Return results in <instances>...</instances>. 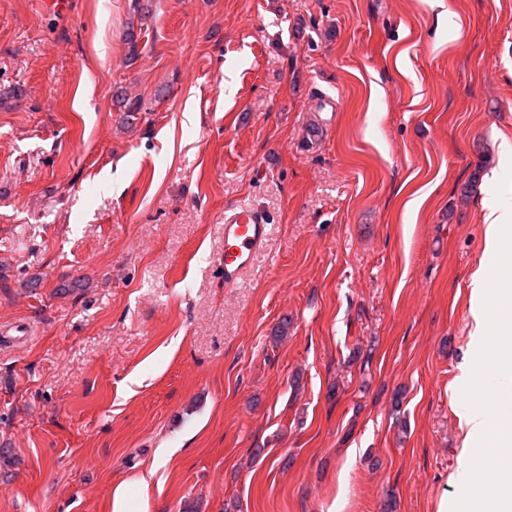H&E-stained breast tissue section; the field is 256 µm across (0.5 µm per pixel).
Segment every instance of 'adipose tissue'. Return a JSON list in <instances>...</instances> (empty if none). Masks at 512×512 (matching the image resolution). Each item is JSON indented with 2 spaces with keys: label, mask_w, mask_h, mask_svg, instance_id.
Wrapping results in <instances>:
<instances>
[{
  "label": "adipose tissue",
  "mask_w": 512,
  "mask_h": 512,
  "mask_svg": "<svg viewBox=\"0 0 512 512\" xmlns=\"http://www.w3.org/2000/svg\"><path fill=\"white\" fill-rule=\"evenodd\" d=\"M481 206L484 251L503 258L496 272L480 268L471 276L470 335L487 342L506 333L503 324L494 321L489 313L484 302L487 292L496 293L500 308L512 309V209H504L490 195L482 198ZM489 400L496 407V419H489L483 408L472 407L464 415V425L468 439L484 438L487 458L498 461L512 455V355L502 360ZM483 461L469 459L458 471L457 481L479 491L490 506L489 512H512V468L505 471L501 483L490 486L482 479Z\"/></svg>",
  "instance_id": "obj_1"
}]
</instances>
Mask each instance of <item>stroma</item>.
<instances>
[{
  "mask_svg": "<svg viewBox=\"0 0 512 512\" xmlns=\"http://www.w3.org/2000/svg\"><path fill=\"white\" fill-rule=\"evenodd\" d=\"M504 136L512 0H0V512H475ZM484 223V253L509 257L510 261L500 265L494 274H490L480 267L471 276L472 307L471 327L472 338L482 342L492 339H500L501 336H509L510 324L507 329L501 322H496L491 317L488 305L484 303V297L488 291L494 290L500 308L512 309V209L501 207L496 199L486 194L481 200ZM510 243V248L508 244ZM268 236V222L259 210L238 206L224 212V285L232 286L250 266Z\"/></svg>",
  "mask_w": 512,
  "mask_h": 512,
  "instance_id": "obj_1",
  "label": "stroma"
}]
</instances>
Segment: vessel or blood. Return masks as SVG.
<instances>
[{
	"mask_svg": "<svg viewBox=\"0 0 512 512\" xmlns=\"http://www.w3.org/2000/svg\"><path fill=\"white\" fill-rule=\"evenodd\" d=\"M268 236V222L259 210L238 206L224 212V283L233 285L250 266Z\"/></svg>",
	"mask_w": 512,
	"mask_h": 512,
	"instance_id": "vessel-or-blood-1",
	"label": "vessel or blood"
}]
</instances>
